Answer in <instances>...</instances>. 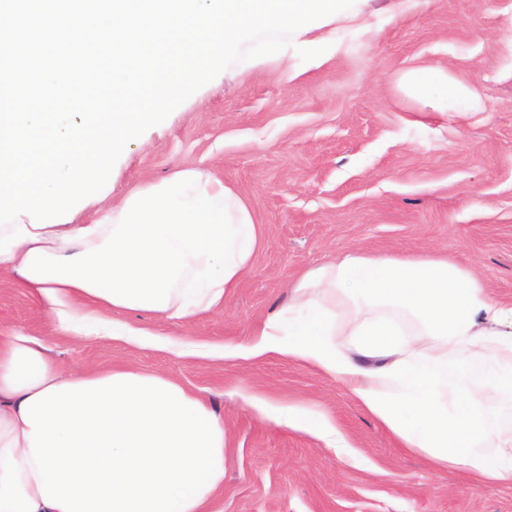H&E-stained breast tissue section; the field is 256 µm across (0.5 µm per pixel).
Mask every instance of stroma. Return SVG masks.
Wrapping results in <instances>:
<instances>
[{
  "label": "stroma",
  "instance_id": "stroma-1",
  "mask_svg": "<svg viewBox=\"0 0 512 512\" xmlns=\"http://www.w3.org/2000/svg\"><path fill=\"white\" fill-rule=\"evenodd\" d=\"M356 16L278 53L235 63L146 130L112 169L111 199L194 168L240 194L262 231L222 308L188 322L125 313L160 344L58 334L14 279L0 278V328L44 337L72 367H132L174 379L224 418V491L209 512H512V487L436 470L402 448L341 382L280 355L233 348L288 301L308 269L346 252L445 255L512 304V0H355ZM441 66L485 109L433 117L397 79ZM297 405L335 429L262 414Z\"/></svg>",
  "mask_w": 512,
  "mask_h": 512
}]
</instances>
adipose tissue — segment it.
I'll list each match as a JSON object with an SVG mask.
<instances>
[{
    "mask_svg": "<svg viewBox=\"0 0 512 512\" xmlns=\"http://www.w3.org/2000/svg\"><path fill=\"white\" fill-rule=\"evenodd\" d=\"M398 88L441 117L482 106L438 66L403 71ZM260 243L240 195L183 169L84 224L0 225V276L63 335L136 337L121 314L222 307ZM344 295L400 306L417 327L359 314L337 342ZM245 352L314 366L436 469L512 487V306L450 259L350 252L317 265ZM223 484L224 420L200 397L163 374L70 368L44 338L0 331V512H208Z\"/></svg>",
    "mask_w": 512,
    "mask_h": 512,
    "instance_id": "1",
    "label": "adipose tissue"
}]
</instances>
